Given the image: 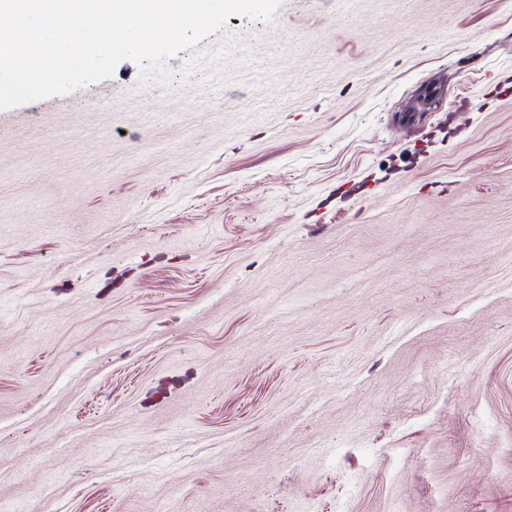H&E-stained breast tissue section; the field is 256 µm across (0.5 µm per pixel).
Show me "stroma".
I'll return each instance as SVG.
<instances>
[{
	"label": "stroma",
	"instance_id": "stroma-1",
	"mask_svg": "<svg viewBox=\"0 0 512 512\" xmlns=\"http://www.w3.org/2000/svg\"><path fill=\"white\" fill-rule=\"evenodd\" d=\"M165 66L0 110V512H512V4Z\"/></svg>",
	"mask_w": 512,
	"mask_h": 512
}]
</instances>
